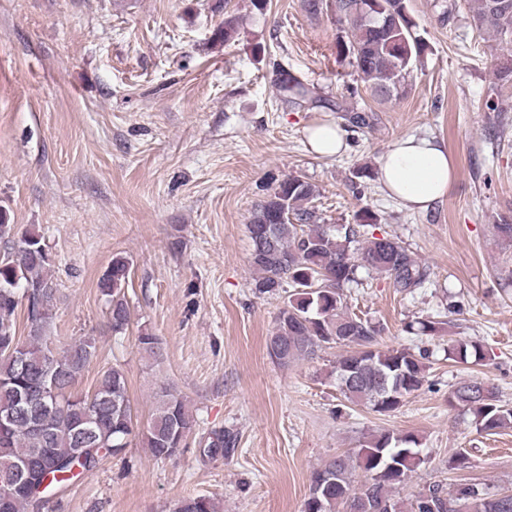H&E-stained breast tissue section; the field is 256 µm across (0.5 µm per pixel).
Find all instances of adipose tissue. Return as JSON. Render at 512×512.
<instances>
[{
    "label": "adipose tissue",
    "instance_id": "1",
    "mask_svg": "<svg viewBox=\"0 0 512 512\" xmlns=\"http://www.w3.org/2000/svg\"><path fill=\"white\" fill-rule=\"evenodd\" d=\"M456 177L446 146L435 137L406 135L381 156L376 180L387 196L414 211L429 210L443 200Z\"/></svg>",
    "mask_w": 512,
    "mask_h": 512
}]
</instances>
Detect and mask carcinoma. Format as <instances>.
<instances>
[{
	"instance_id": "carcinoma-1",
	"label": "carcinoma",
	"mask_w": 512,
	"mask_h": 512,
	"mask_svg": "<svg viewBox=\"0 0 512 512\" xmlns=\"http://www.w3.org/2000/svg\"><path fill=\"white\" fill-rule=\"evenodd\" d=\"M303 7L311 15L331 8L337 25L336 58L367 83L373 97L388 102L406 93L415 63L428 50L415 32L408 0H303ZM473 12L476 26L493 37L500 50L511 51L512 0H474ZM240 26L241 17L226 0L224 20L214 29L213 41H236ZM276 86L280 101L291 110L320 109L326 103L315 87L286 71L279 74ZM336 111L347 113L354 127L369 125L353 107L338 102ZM315 197L311 183L290 175L257 205L247 224L255 287L271 294L286 283L292 287L267 338V352L286 367L325 348L344 346L347 351L333 370L344 400L378 413L395 412L424 385L428 355L409 348H378L380 327L348 306L344 291L362 284L359 270L365 269L388 278L397 293L413 294L429 280L430 269L396 239L367 235L365 228L379 221L369 206L355 211L354 223L331 226L320 223L312 206ZM0 240L7 245L0 254V467L23 461L32 482L25 492H11L10 512H30L36 501L33 487L45 475H52L50 488L64 491L102 461L124 454L135 438L157 460L187 447L195 419L184 397L160 391L150 419L140 427L120 367L100 371L92 393L75 390L97 358L98 340L83 336L60 350L54 346L50 333L58 284L49 250L35 231H21L10 223L5 210L0 212ZM130 274L128 258L116 255L97 283L116 335L125 333L130 322ZM137 341L146 355H161L155 334L144 331ZM448 358L479 362L485 352L476 341L450 338ZM21 390L39 396L36 419L41 434L15 415ZM448 404L469 413L480 434L512 425V406L501 403L497 387L484 378L471 376L452 386ZM92 409L96 420L84 441L80 424ZM83 441L96 451L82 452ZM231 444L230 437L214 431L199 441V451L215 458ZM426 460L417 436L384 432L315 467L303 512H512V493L477 484H461L452 491L429 484L408 503L396 497ZM359 469L366 479L358 485L354 476ZM174 512H216V506L207 496H190L178 501Z\"/></svg>"
}]
</instances>
